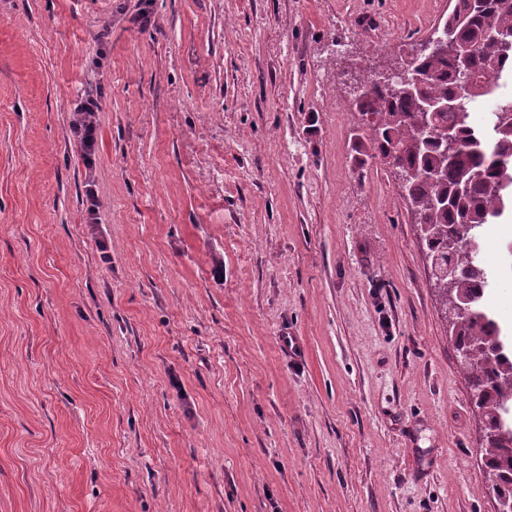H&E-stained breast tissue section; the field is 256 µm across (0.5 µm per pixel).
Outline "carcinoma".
Returning a JSON list of instances; mask_svg holds the SVG:
<instances>
[{
    "label": "carcinoma",
    "instance_id": "1",
    "mask_svg": "<svg viewBox=\"0 0 512 512\" xmlns=\"http://www.w3.org/2000/svg\"><path fill=\"white\" fill-rule=\"evenodd\" d=\"M442 26L472 48L473 91L458 96L454 61L429 51L413 64L424 77L419 93H393L366 75L357 107L374 156L383 159L395 151L394 167L403 175L415 223L425 228L421 241L427 252L445 265L450 257L467 261L465 275L437 276L434 288L487 425L479 448L486 481L493 494L512 498V349L476 292L478 280L488 281L479 258V227L512 207V100L501 102L488 129L471 126L465 111L466 100L487 93L495 74L512 75V0H455ZM456 97L455 109L421 110L425 98ZM448 127L459 143L453 152L429 133Z\"/></svg>",
    "mask_w": 512,
    "mask_h": 512
}]
</instances>
